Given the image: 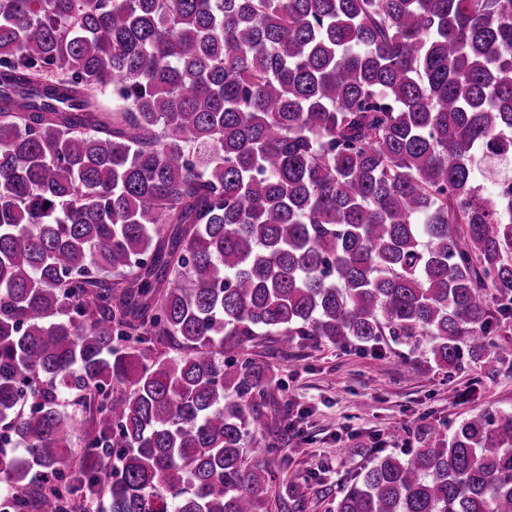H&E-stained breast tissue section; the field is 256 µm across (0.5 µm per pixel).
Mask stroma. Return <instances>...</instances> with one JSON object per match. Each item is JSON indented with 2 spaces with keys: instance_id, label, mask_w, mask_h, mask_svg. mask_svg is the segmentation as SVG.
I'll list each match as a JSON object with an SVG mask.
<instances>
[{
  "instance_id": "1",
  "label": "stroma",
  "mask_w": 512,
  "mask_h": 512,
  "mask_svg": "<svg viewBox=\"0 0 512 512\" xmlns=\"http://www.w3.org/2000/svg\"><path fill=\"white\" fill-rule=\"evenodd\" d=\"M489 340L508 357L490 366L466 357L442 369L425 348L388 335L367 349L266 337L245 351L276 374L264 424L246 446L275 450L295 512H336L374 457L422 447L428 428L448 435L473 415L512 411V319Z\"/></svg>"
}]
</instances>
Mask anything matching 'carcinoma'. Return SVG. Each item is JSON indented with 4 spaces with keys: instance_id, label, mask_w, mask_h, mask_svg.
<instances>
[{
    "instance_id": "obj_1",
    "label": "carcinoma",
    "mask_w": 512,
    "mask_h": 512,
    "mask_svg": "<svg viewBox=\"0 0 512 512\" xmlns=\"http://www.w3.org/2000/svg\"><path fill=\"white\" fill-rule=\"evenodd\" d=\"M478 159L512 160V0H0V512H269L263 336L488 363ZM336 512H512V412Z\"/></svg>"
}]
</instances>
